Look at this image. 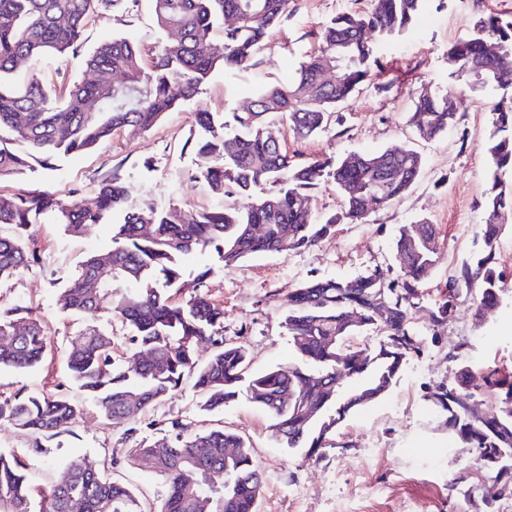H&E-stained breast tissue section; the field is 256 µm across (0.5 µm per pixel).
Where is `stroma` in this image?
Listing matches in <instances>:
<instances>
[{
  "label": "stroma",
  "mask_w": 512,
  "mask_h": 512,
  "mask_svg": "<svg viewBox=\"0 0 512 512\" xmlns=\"http://www.w3.org/2000/svg\"><path fill=\"white\" fill-rule=\"evenodd\" d=\"M370 7L371 0H290L287 19L272 31L254 66L214 70L193 97L149 130L122 128L91 149L58 155L52 167L34 163L0 180V192L25 196L38 190L56 204L33 214L27 229L38 246L39 261L0 284V310L29 308L45 322L48 338L36 368L0 369V399L19 390L50 395L65 384L66 357L85 320L61 313L57 295L90 255L111 248L112 227L122 222L124 211L145 206L159 211L175 207L188 214L241 210L268 192L265 184L230 198L212 192L193 147L207 135L197 114L211 113L216 132L235 135L237 128L229 123L232 113L242 111L264 86L287 80L316 49V31L342 13ZM491 15L512 18V0H428L402 35L376 42L383 71L348 101L337 124L306 140L295 139L282 125L274 127L299 163L416 143L425 170L405 197L375 209L365 223L337 225L332 237L306 251L255 255L227 266L209 248L180 260L185 286L173 291V300L183 303L205 294L221 303L225 339L242 340L251 370L263 371L293 357L282 325L290 288L311 278L350 279L375 269L397 274L399 227L428 219L437 230L441 258L423 285L421 307L411 312L424 346L421 354L408 356L389 393L347 416L336 430L335 448L318 461L279 445L269 416L243 392L224 408L204 412L192 381H185L141 415V430L131 438L106 424L95 403L84 397L70 431L42 439L44 453L28 470L34 495L58 483L71 459L99 469L115 456L122 464L113 468V478L131 484L146 512H158L166 493L164 478L147 462L129 466L125 458L139 440L158 437L167 422L179 417L199 429L224 427L250 442L265 475L259 512H346L350 507L357 512H480L466 490L481 483L485 473L472 449L449 436L443 415L429 407L425 396L438 386H454L466 364L478 373L496 369L512 375L511 213L504 215L496 243L495 268L504 288L501 306L485 320H476V295L465 292L447 323L435 327L429 320L448 277L483 246L480 228L489 187L483 144L490 132L489 109L492 103L512 99V88H472L449 65L448 48L469 39L476 22ZM113 37L128 38L147 52L177 40L174 32L156 25L150 0H120L90 19L77 49L19 67L13 80L20 84L34 74L49 91L61 90L83 79L88 56ZM424 89L449 93L456 121L442 136L418 142L407 120ZM115 172L128 188L123 212L113 214L111 223L89 226L82 235L67 234L57 222L58 206H94L102 182Z\"/></svg>",
  "instance_id": "1"
}]
</instances>
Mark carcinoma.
<instances>
[{
	"instance_id": "1",
	"label": "carcinoma",
	"mask_w": 512,
	"mask_h": 512,
	"mask_svg": "<svg viewBox=\"0 0 512 512\" xmlns=\"http://www.w3.org/2000/svg\"><path fill=\"white\" fill-rule=\"evenodd\" d=\"M118 0H0V178L19 173L37 159L43 165L59 152H81L116 130L149 129L178 104L189 99L218 66L247 67L266 48L270 31L288 15L289 0H151L154 18L163 29L177 28L180 41L154 50L150 69L141 49L126 38L100 44L86 62L85 77L53 96L36 77L24 86L6 80L23 64L47 53L63 55L75 45L87 22ZM427 0H374L367 13H345L316 33L318 49L301 63L296 76L259 90L251 108L234 114L243 133L215 136L196 144L201 174L210 188L223 195L246 194L271 182L277 191L241 211L226 208L189 218L181 210L152 207L127 212L112 225V248L94 253L62 289L57 306L63 313L91 320L80 331L66 362V376L94 399L104 421L139 432L135 417L166 399L191 378L202 397V409L213 411L235 400L250 366L245 344L224 339V306L203 295L176 303L166 288L182 277L177 258L197 249L215 248L224 265L256 254H287L308 250L336 232L346 221L359 224L370 210L405 196L421 177L422 154L410 145L398 153L388 147L373 153H353L340 162L330 159L297 163L280 140L272 138L270 123L279 120L293 136L304 140L326 130L331 117L374 77L380 67L367 32L388 38L405 31ZM228 15L238 25L226 24ZM221 40H215V33ZM448 63L473 86H512V20L496 16L480 20L473 38L448 49ZM337 69L328 84L323 73ZM26 113L24 124L16 115ZM491 129L484 144L489 158V189L482 228L484 249L463 262L448 277L445 291L430 312L433 326L446 323L456 308L459 291L480 288L474 316L484 307L502 303L503 288L495 271V244L503 212L512 211V105L490 107ZM448 94L421 93L409 122L422 140H433L454 124ZM332 182L345 201L339 215L312 217L309 192ZM128 190L118 173L99 189L95 207L73 205L60 210L67 232L84 233L121 210ZM53 206L41 193L0 195V225L21 231L31 215ZM254 224L265 225L260 234ZM396 249L405 257L390 276L373 270L354 279L306 280L288 291L283 326L290 336L295 360L253 374L250 401L271 418L272 434L289 449L299 448L320 458L336 447V428L350 413L378 402L391 389L405 359L419 353L423 340L411 324L410 310L422 303L421 283L439 262L436 233L425 220L398 229ZM39 261L35 246L20 235L0 236V283ZM110 276L95 295L84 280L100 272ZM382 288L391 305L384 322L374 320L371 300ZM121 320L131 332L132 357L152 359L127 369L115 367L112 337L94 325L101 313ZM26 333L16 335L18 326ZM362 332L382 334L375 347H355L347 340ZM212 347L200 364L196 347ZM46 349L42 320L26 307L0 311V368L31 370ZM359 382L352 390L343 378ZM497 391L501 408L486 417L473 416L459 402L480 389ZM428 401L446 416L448 432L476 452L479 466L503 450L512 453V382L493 370L476 384L471 367H462L456 385L440 386ZM81 413L66 392L37 395L16 392L0 401V420L30 434L33 452L40 439L70 431ZM237 454L224 461V449ZM156 456V470L168 491L160 512H257L264 474L249 442L222 429L197 430L176 418L167 433L143 440L128 458ZM29 457L0 453V512H31L27 482ZM71 479L45 494L39 512H145L133 490L98 471L88 472L77 461L68 465ZM220 485L209 483L214 475ZM512 494V471L489 470L480 500L491 512Z\"/></svg>"
}]
</instances>
